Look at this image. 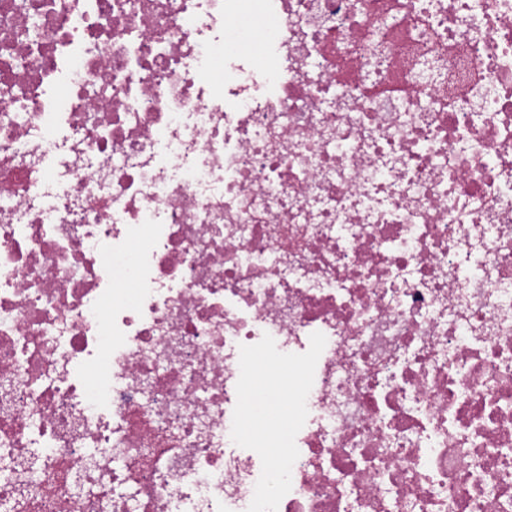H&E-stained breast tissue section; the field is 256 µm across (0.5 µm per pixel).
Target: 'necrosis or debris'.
<instances>
[{"label": "necrosis or debris", "mask_w": 512, "mask_h": 512, "mask_svg": "<svg viewBox=\"0 0 512 512\" xmlns=\"http://www.w3.org/2000/svg\"><path fill=\"white\" fill-rule=\"evenodd\" d=\"M1 453L0 512H512V0H0Z\"/></svg>", "instance_id": "4bbe7bcc"}]
</instances>
